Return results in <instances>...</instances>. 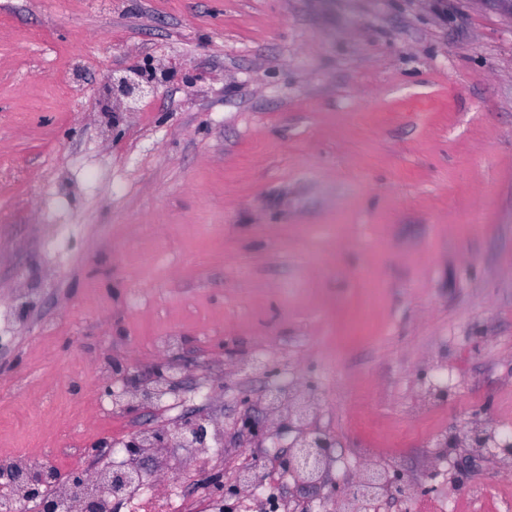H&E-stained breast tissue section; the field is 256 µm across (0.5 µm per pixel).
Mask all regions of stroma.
Instances as JSON below:
<instances>
[{
  "mask_svg": "<svg viewBox=\"0 0 512 512\" xmlns=\"http://www.w3.org/2000/svg\"><path fill=\"white\" fill-rule=\"evenodd\" d=\"M157 60L113 111L104 72ZM168 363L171 399L100 413ZM285 380L336 439L316 490L264 403ZM190 412L216 451L138 458L189 512H337L375 465L415 488L384 512H512L503 451L454 445L512 425L499 0H0V453L67 480Z\"/></svg>",
  "mask_w": 512,
  "mask_h": 512,
  "instance_id": "1",
  "label": "stroma"
}]
</instances>
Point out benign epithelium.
I'll return each instance as SVG.
<instances>
[{
  "label": "benign epithelium",
  "instance_id": "obj_1",
  "mask_svg": "<svg viewBox=\"0 0 512 512\" xmlns=\"http://www.w3.org/2000/svg\"><path fill=\"white\" fill-rule=\"evenodd\" d=\"M105 84L116 112H133L141 101L158 93V86L151 81L142 80L134 69L122 74L108 72ZM175 372L176 368L171 366L167 371L137 383L131 391L126 386L119 391L109 386L106 395L115 398L130 393L144 402H160L169 394L171 375ZM266 404L272 409L288 405V426L296 431L295 440L291 444L292 451L284 464L286 474L296 481L316 484L330 467L331 449L336 447V441L326 432L307 427L313 410L311 397L304 392L292 393L273 384L267 390ZM208 427L209 422L206 419L196 415L187 416L172 430L158 429L145 436L132 437L125 443V448L128 453L137 454L143 448H166L171 445L183 447L191 441H204ZM461 442L467 448L512 447V443L499 441L494 433L481 427L468 429L462 434ZM53 478V470L38 468L19 471L12 476L14 481L24 487L27 500L37 503L38 512H62L61 499L49 495L46 490ZM143 479L144 472L138 467L115 465L101 472L102 482L111 486L112 493L116 496L124 494L128 488L140 485ZM69 486L75 495L82 498L83 512H95L94 502L85 490L84 478L79 475L72 477ZM413 493V485L389 476L385 470L368 469L347 487L343 501L349 505L374 503L384 496L406 498Z\"/></svg>",
  "mask_w": 512,
  "mask_h": 512
}]
</instances>
